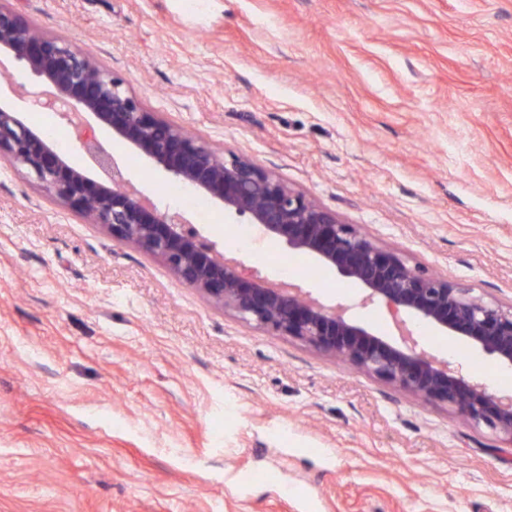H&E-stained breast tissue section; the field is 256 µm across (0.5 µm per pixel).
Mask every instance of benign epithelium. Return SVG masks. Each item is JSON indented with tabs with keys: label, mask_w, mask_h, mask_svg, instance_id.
<instances>
[{
	"label": "benign epithelium",
	"mask_w": 512,
	"mask_h": 512,
	"mask_svg": "<svg viewBox=\"0 0 512 512\" xmlns=\"http://www.w3.org/2000/svg\"><path fill=\"white\" fill-rule=\"evenodd\" d=\"M39 78L21 84L29 103H59L85 158L59 153L19 113L0 106V160L25 168L46 192L105 228L112 238L163 261L182 281L241 322L300 340L385 383L443 403L476 428L512 444V394L498 395L480 379L420 345L409 325L444 336L512 369V302L474 293L411 266L301 190L245 156L226 157L200 137L152 112L94 57L31 31L0 5V55ZM148 158L153 170L219 203L227 217L245 218L270 238L334 271L360 290L349 305L318 300L300 288L273 285L224 259V245L204 236L184 214L136 188L112 154V143ZM384 306L400 336L385 339L360 324L355 308Z\"/></svg>",
	"instance_id": "7a95c632"
}]
</instances>
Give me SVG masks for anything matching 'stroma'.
Segmentation results:
<instances>
[{
	"instance_id": "35a3bbf8",
	"label": "stroma",
	"mask_w": 512,
	"mask_h": 512,
	"mask_svg": "<svg viewBox=\"0 0 512 512\" xmlns=\"http://www.w3.org/2000/svg\"><path fill=\"white\" fill-rule=\"evenodd\" d=\"M0 0L410 265L512 300V0ZM133 184L246 269L357 290ZM493 391L512 370L423 328ZM0 512H512V448L257 329L0 162Z\"/></svg>"
}]
</instances>
